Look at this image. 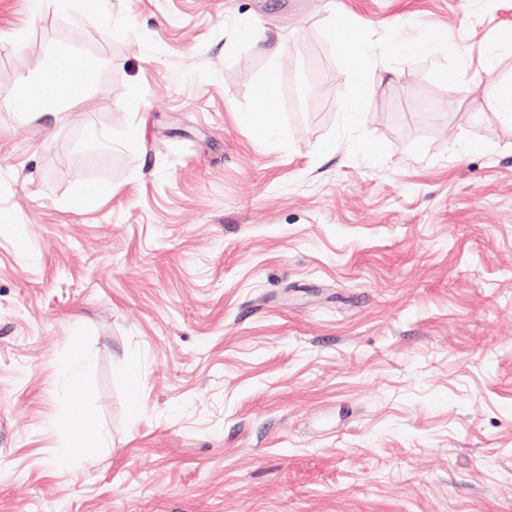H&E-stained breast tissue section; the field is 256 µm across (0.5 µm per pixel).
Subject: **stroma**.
Instances as JSON below:
<instances>
[{"label":"stroma","instance_id":"1","mask_svg":"<svg viewBox=\"0 0 512 512\" xmlns=\"http://www.w3.org/2000/svg\"><path fill=\"white\" fill-rule=\"evenodd\" d=\"M326 1L112 0L111 35L0 0V91L101 61L59 120L0 107V512H512V51L469 66L512 0H330L372 24L354 127ZM421 26L461 54L394 59ZM74 336L107 441L58 471ZM276 52L270 55L271 67L266 73L259 91V102L257 112H248L244 116L245 120L253 127L258 136L268 140L275 136L278 130L276 122V103H277V71L274 67ZM125 380L129 407L132 411L138 412L143 406L142 389L144 376L140 360L136 355H131L126 360Z\"/></svg>","mask_w":512,"mask_h":512}]
</instances>
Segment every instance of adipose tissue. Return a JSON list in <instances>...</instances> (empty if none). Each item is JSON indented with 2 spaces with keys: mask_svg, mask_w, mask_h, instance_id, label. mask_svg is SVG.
<instances>
[{
  "mask_svg": "<svg viewBox=\"0 0 512 512\" xmlns=\"http://www.w3.org/2000/svg\"><path fill=\"white\" fill-rule=\"evenodd\" d=\"M30 13L54 11L78 19L94 14L105 32L121 29L126 24L122 14L113 12L110 0H26ZM367 28L348 17L329 13L326 32L337 52L345 57H366L368 43ZM99 67L97 59L74 58L62 52L55 55L49 75L34 74L0 96V103L20 107V119L31 122L43 116L57 115L61 107L81 97L90 77ZM277 71L269 69L259 91L257 111L247 113L246 120L262 139H270L278 130L276 122ZM74 361L60 387L59 401L66 411L67 435L54 456L56 470L70 468L78 453L90 452L104 447L106 436L92 428L90 413L81 403V392L85 379L94 371V355L87 351L81 337L70 339Z\"/></svg>",
  "mask_w": 512,
  "mask_h": 512,
  "instance_id": "adipose-tissue-1",
  "label": "adipose tissue"
}]
</instances>
